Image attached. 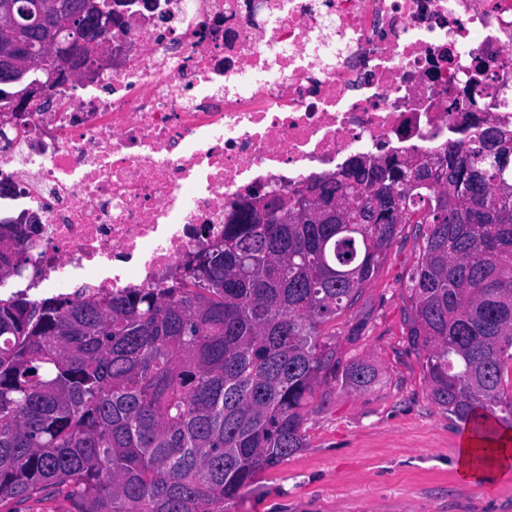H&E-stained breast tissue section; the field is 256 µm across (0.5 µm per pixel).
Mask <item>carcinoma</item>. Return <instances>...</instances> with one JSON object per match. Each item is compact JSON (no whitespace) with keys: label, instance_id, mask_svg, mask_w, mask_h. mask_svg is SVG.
I'll use <instances>...</instances> for the list:
<instances>
[{"label":"carcinoma","instance_id":"obj_1","mask_svg":"<svg viewBox=\"0 0 512 512\" xmlns=\"http://www.w3.org/2000/svg\"><path fill=\"white\" fill-rule=\"evenodd\" d=\"M57 17L92 0H40ZM0 80L10 104L40 71ZM512 132L491 127L469 150L380 156L307 189L340 200L347 224L291 216L255 224L246 202L224 241L189 254L165 284L86 298H0V501L67 492L75 512H224L260 471L306 447L316 389L367 388L365 361L340 366L320 327L352 306L418 223L421 257L405 284L407 336L423 353L432 400L458 422L512 427ZM20 218H0V279L17 271Z\"/></svg>","mask_w":512,"mask_h":512}]
</instances>
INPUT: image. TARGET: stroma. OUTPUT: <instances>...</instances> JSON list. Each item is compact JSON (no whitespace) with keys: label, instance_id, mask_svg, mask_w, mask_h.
<instances>
[{"label":"stroma","instance_id":"stroma-1","mask_svg":"<svg viewBox=\"0 0 512 512\" xmlns=\"http://www.w3.org/2000/svg\"><path fill=\"white\" fill-rule=\"evenodd\" d=\"M415 230L403 225L357 300L320 329L341 363L370 362L375 381L364 390L332 381L306 415V448L258 472L226 512H512V471L497 474L490 495L458 475L462 428L431 399L408 342Z\"/></svg>","mask_w":512,"mask_h":512}]
</instances>
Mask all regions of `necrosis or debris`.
I'll list each match as a JSON object with an SVG mask.
<instances>
[{
    "mask_svg": "<svg viewBox=\"0 0 512 512\" xmlns=\"http://www.w3.org/2000/svg\"><path fill=\"white\" fill-rule=\"evenodd\" d=\"M57 111L20 113L0 216L33 222L26 290L173 276L248 188L512 130V0H126Z\"/></svg>",
    "mask_w": 512,
    "mask_h": 512,
    "instance_id": "necrosis-or-debris-1",
    "label": "necrosis or debris"
}]
</instances>
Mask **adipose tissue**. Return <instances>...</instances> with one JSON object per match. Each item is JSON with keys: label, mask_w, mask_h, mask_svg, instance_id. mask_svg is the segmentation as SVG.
I'll return each mask as SVG.
<instances>
[{"label": "adipose tissue", "mask_w": 512, "mask_h": 512, "mask_svg": "<svg viewBox=\"0 0 512 512\" xmlns=\"http://www.w3.org/2000/svg\"><path fill=\"white\" fill-rule=\"evenodd\" d=\"M456 467L465 480H478L487 472L511 469L512 429L501 427L489 436L467 432L457 451Z\"/></svg>", "instance_id": "adipose-tissue-1"}]
</instances>
